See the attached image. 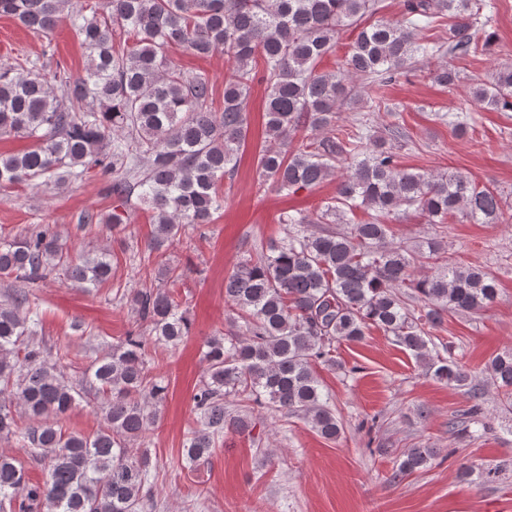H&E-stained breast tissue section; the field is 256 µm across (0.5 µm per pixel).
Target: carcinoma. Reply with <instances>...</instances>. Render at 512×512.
<instances>
[{"label":"carcinoma","mask_w":512,"mask_h":512,"mask_svg":"<svg viewBox=\"0 0 512 512\" xmlns=\"http://www.w3.org/2000/svg\"><path fill=\"white\" fill-rule=\"evenodd\" d=\"M481 5L405 0L401 20L365 25L381 0H103L99 7L89 0H0V16L18 19L49 44L67 15L89 58L77 77L59 63L49 76L27 58L0 64V134L32 141L20 153L0 154V189L39 179L61 186L95 170L112 175L111 194L123 205L137 195L155 219L139 268L159 262L186 225L209 224L224 207L218 182L235 174L255 83L267 91L262 184L296 192L337 180L336 196L319 213L281 216L279 223L291 226L286 236L260 256L242 258L224 278L241 323L206 341V369L193 395L200 427L182 449L188 464L206 460L224 430L251 427L247 416L226 411L228 397L301 416L324 439H340L343 425L314 365L333 362L334 344L358 342L371 327L393 336L437 379L468 388L470 421L484 424L483 393L466 365L451 355L433 358L429 344L444 315L494 303L497 283L478 267L461 266L439 240L416 250L394 244L390 222L412 210L427 224H443L455 212L473 224H495L502 219L499 193L460 173L402 168L386 141L361 128L336 129L339 108L355 99V80L384 85L413 59L439 51L421 37L436 19H452L449 52L477 53ZM350 27L358 34L341 66L319 71ZM173 47L221 52L231 62L221 108L206 77L173 65ZM433 77L449 88L459 80L446 64ZM469 94L489 109L512 110V67ZM304 128L326 136L293 147ZM358 207L371 210L370 219L345 232L309 229L346 222ZM92 224L124 229L116 212H84L79 227ZM426 265L430 272L415 277ZM58 268L88 290L112 279L108 253L71 254L52 224L0 239V274L20 284L0 299V438L15 440L43 473L33 483L14 457L0 453V512H142L152 500L151 460L132 444L160 419L168 387L150 374L143 331L130 330L84 373L83 382L102 395L104 425L92 434L63 427L83 389L66 379L37 336L32 291ZM166 273L172 287L135 289L128 302L155 341L175 347L191 322L173 287L183 273ZM410 299L422 303L420 312ZM487 371L512 405V347L491 357ZM434 456L432 448L409 449L389 480L426 468Z\"/></svg>","instance_id":"carcinoma-1"}]
</instances>
